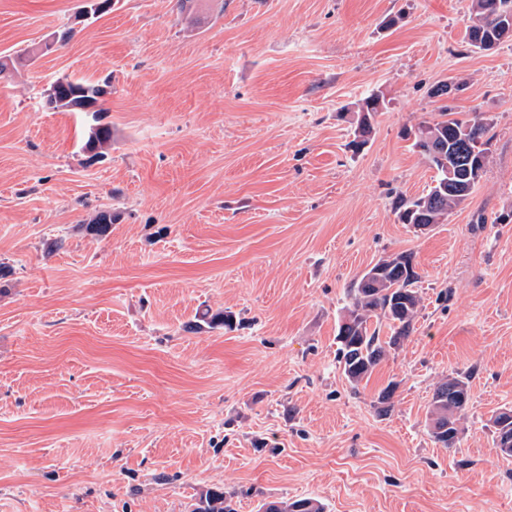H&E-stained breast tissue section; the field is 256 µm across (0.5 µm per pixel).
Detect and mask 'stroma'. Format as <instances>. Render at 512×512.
I'll list each match as a JSON object with an SVG mask.
<instances>
[{"instance_id":"stroma-1","label":"stroma","mask_w":512,"mask_h":512,"mask_svg":"<svg viewBox=\"0 0 512 512\" xmlns=\"http://www.w3.org/2000/svg\"><path fill=\"white\" fill-rule=\"evenodd\" d=\"M83 3L0 0V512H190L216 487L235 512H512L489 422L512 409V38L470 47L471 0ZM60 75L112 78L102 162L47 103ZM444 103L489 119V160L420 232L394 202L432 186L409 133ZM404 251L415 331L352 391L347 288ZM205 310L233 328L184 332ZM453 371L471 400L448 449L428 411ZM384 106L385 102L380 94H371L358 104L357 112H360L361 116L355 129V140L353 141L357 147H361L367 143L368 136L372 129L371 117L376 112H381ZM263 512H323L321 504L311 498H299L291 502L271 501L261 506Z\"/></svg>"}]
</instances>
